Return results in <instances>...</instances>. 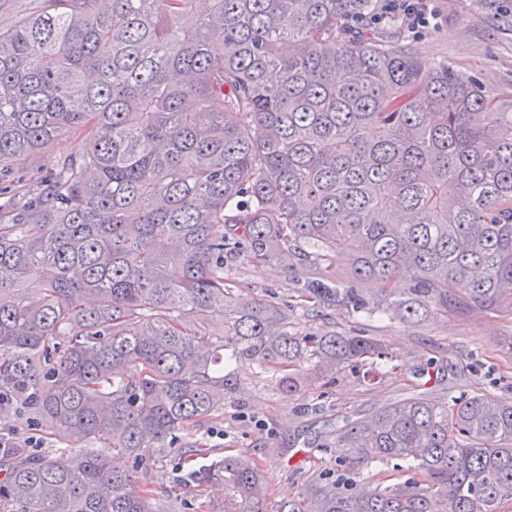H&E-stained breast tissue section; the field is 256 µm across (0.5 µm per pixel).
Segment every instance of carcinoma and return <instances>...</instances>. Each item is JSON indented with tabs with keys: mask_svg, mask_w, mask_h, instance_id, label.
<instances>
[{
	"mask_svg": "<svg viewBox=\"0 0 512 512\" xmlns=\"http://www.w3.org/2000/svg\"><path fill=\"white\" fill-rule=\"evenodd\" d=\"M375 0H0V177L52 142L40 189L0 206V419L73 453L0 447V512H155L143 462L224 412V347L293 396L386 354L300 336L288 306L224 287V258L307 298L401 320L512 314V89L367 37ZM412 272L406 288L400 275ZM336 462H403L368 493L326 482L269 510L239 453L198 471L218 512H503L512 400L420 392L347 422ZM1 432H10L14 434L15 437H19L20 440L27 438L28 436H33L37 438L41 443L38 444L36 439L25 440V443L29 445V447H38L37 449L51 446V440L46 435V432L40 430L37 426L32 422L31 416L27 412L16 413L9 420V423L6 427L3 425Z\"/></svg>",
	"mask_w": 512,
	"mask_h": 512,
	"instance_id": "1",
	"label": "carcinoma"
}]
</instances>
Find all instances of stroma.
<instances>
[{
    "label": "stroma",
    "instance_id": "obj_1",
    "mask_svg": "<svg viewBox=\"0 0 512 512\" xmlns=\"http://www.w3.org/2000/svg\"><path fill=\"white\" fill-rule=\"evenodd\" d=\"M436 27L400 37L426 67L445 63L464 81L485 91L512 86V0H438ZM224 283L247 297L276 294L288 304L294 331H335L378 338L387 358L337 374L334 382L288 396L268 374L247 361H230L224 378L236 391L220 416L194 432L199 455L180 449L150 459L140 482L154 490L159 512H205L197 494V470L224 455L247 452L266 477L271 504L321 485L336 460V431L398 400L431 388L456 395L486 393L512 398V353L501 341L512 336V315L428 316L416 322L379 312H356L343 302L302 296L294 273L257 265L239 253L224 261Z\"/></svg>",
    "mask_w": 512,
    "mask_h": 512
}]
</instances>
